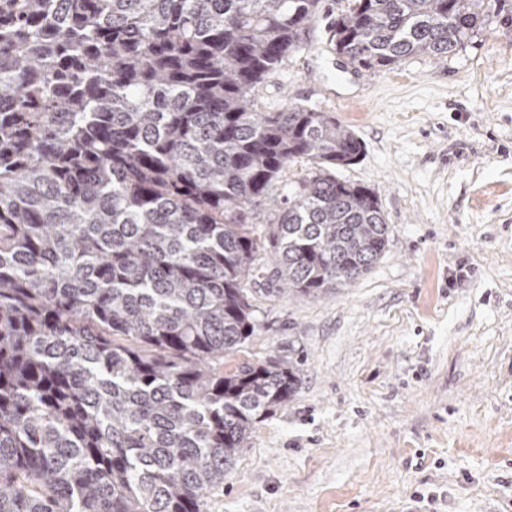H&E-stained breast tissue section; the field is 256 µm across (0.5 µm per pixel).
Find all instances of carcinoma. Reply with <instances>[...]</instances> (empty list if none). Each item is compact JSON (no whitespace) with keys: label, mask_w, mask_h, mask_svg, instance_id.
<instances>
[{"label":"carcinoma","mask_w":512,"mask_h":512,"mask_svg":"<svg viewBox=\"0 0 512 512\" xmlns=\"http://www.w3.org/2000/svg\"><path fill=\"white\" fill-rule=\"evenodd\" d=\"M504 0H348L356 71L465 46ZM323 0H0V512H206L290 359L224 361L253 295L318 297L386 252L364 143L258 109ZM311 171L281 183L298 160Z\"/></svg>","instance_id":"carcinoma-1"}]
</instances>
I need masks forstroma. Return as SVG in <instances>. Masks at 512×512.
<instances>
[{"mask_svg": "<svg viewBox=\"0 0 512 512\" xmlns=\"http://www.w3.org/2000/svg\"><path fill=\"white\" fill-rule=\"evenodd\" d=\"M261 108L331 113L365 151L344 178L391 228L356 283L256 298L263 328L227 367L302 363L206 512H512V0L455 53L357 72L326 0Z\"/></svg>", "mask_w": 512, "mask_h": 512, "instance_id": "stroma-1", "label": "stroma"}]
</instances>
